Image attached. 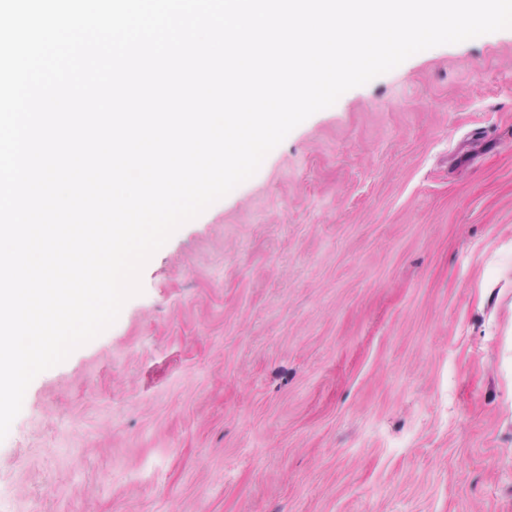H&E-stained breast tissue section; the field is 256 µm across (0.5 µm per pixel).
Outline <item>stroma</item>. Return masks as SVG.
I'll use <instances>...</instances> for the list:
<instances>
[{
  "label": "stroma",
  "instance_id": "stroma-1",
  "mask_svg": "<svg viewBox=\"0 0 512 512\" xmlns=\"http://www.w3.org/2000/svg\"><path fill=\"white\" fill-rule=\"evenodd\" d=\"M30 383L0 512H512V29L295 127Z\"/></svg>",
  "mask_w": 512,
  "mask_h": 512
}]
</instances>
